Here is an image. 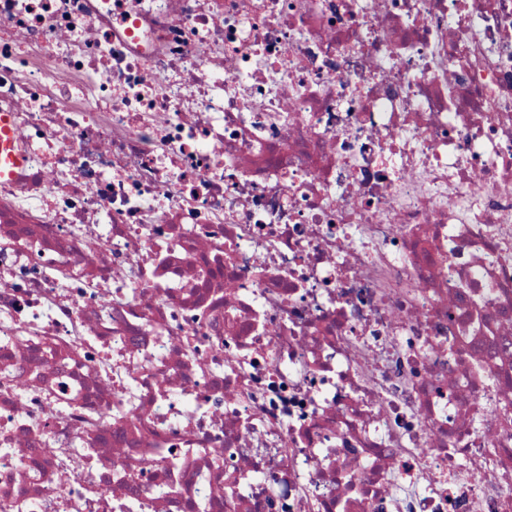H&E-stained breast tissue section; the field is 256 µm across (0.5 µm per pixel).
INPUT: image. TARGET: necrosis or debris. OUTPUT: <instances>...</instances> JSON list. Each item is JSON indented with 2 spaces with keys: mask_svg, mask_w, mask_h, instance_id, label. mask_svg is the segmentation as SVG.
Segmentation results:
<instances>
[{
  "mask_svg": "<svg viewBox=\"0 0 512 512\" xmlns=\"http://www.w3.org/2000/svg\"><path fill=\"white\" fill-rule=\"evenodd\" d=\"M0 512H512V0H0Z\"/></svg>",
  "mask_w": 512,
  "mask_h": 512,
  "instance_id": "1",
  "label": "necrosis or debris"
}]
</instances>
